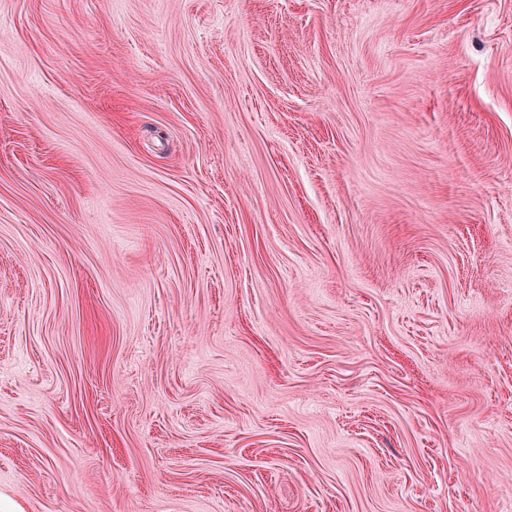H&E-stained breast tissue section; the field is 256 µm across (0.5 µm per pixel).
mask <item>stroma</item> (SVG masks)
Returning <instances> with one entry per match:
<instances>
[{
	"label": "stroma",
	"mask_w": 512,
	"mask_h": 512,
	"mask_svg": "<svg viewBox=\"0 0 512 512\" xmlns=\"http://www.w3.org/2000/svg\"><path fill=\"white\" fill-rule=\"evenodd\" d=\"M19 512H512V0H0Z\"/></svg>",
	"instance_id": "stroma-1"
}]
</instances>
